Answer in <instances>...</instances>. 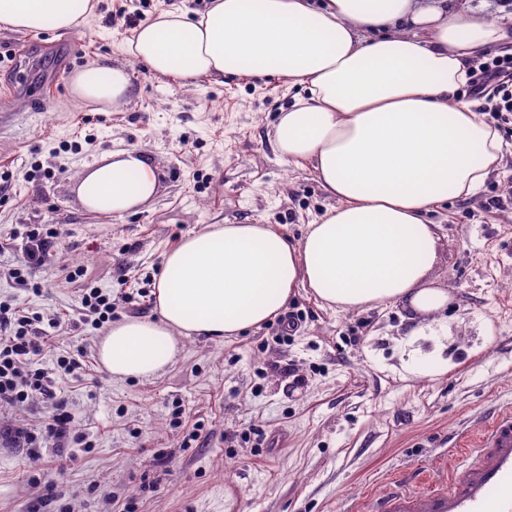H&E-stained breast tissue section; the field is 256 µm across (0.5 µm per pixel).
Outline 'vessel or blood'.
<instances>
[{
    "label": "vessel or blood",
    "mask_w": 512,
    "mask_h": 512,
    "mask_svg": "<svg viewBox=\"0 0 512 512\" xmlns=\"http://www.w3.org/2000/svg\"><path fill=\"white\" fill-rule=\"evenodd\" d=\"M451 448H471L465 467L440 458L425 486L387 484L382 490L350 498L342 512H512V406L475 421Z\"/></svg>",
    "instance_id": "b4317fda"
}]
</instances>
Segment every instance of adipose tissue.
Listing matches in <instances>:
<instances>
[{"mask_svg":"<svg viewBox=\"0 0 512 512\" xmlns=\"http://www.w3.org/2000/svg\"><path fill=\"white\" fill-rule=\"evenodd\" d=\"M95 0H0V30L78 31ZM512 41V17L489 18L456 0H213L198 17L181 9L141 23L126 54L181 87L224 76H271L305 86L280 112L274 144L288 165L309 163L334 207L300 240L267 224H210L164 257L157 318L113 322L97 344L113 380L148 381L188 337L224 339L261 327L298 289L328 307L358 311L401 303L411 327L402 369L447 373L439 343L447 290L428 274L438 259L427 213L478 191L504 153L499 129L459 97L477 53ZM124 65L74 73L75 100L116 108L132 94ZM154 167L138 149L83 174L77 193L95 214L149 202ZM431 338L425 352L418 340Z\"/></svg>","mask_w":512,"mask_h":512,"instance_id":"ef3b65f1","label":"adipose tissue"}]
</instances>
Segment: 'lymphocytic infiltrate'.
Instances as JSON below:
<instances>
[{
	"instance_id": "lymphocytic-infiltrate-1",
	"label": "lymphocytic infiltrate",
	"mask_w": 512,
	"mask_h": 512,
	"mask_svg": "<svg viewBox=\"0 0 512 512\" xmlns=\"http://www.w3.org/2000/svg\"><path fill=\"white\" fill-rule=\"evenodd\" d=\"M467 93L486 99L498 125H512V55H485L471 64ZM60 229L55 224H37L27 230L25 267L45 265L56 254ZM32 319L8 305H0V405L23 407L33 403L52 406L50 416L31 427H7L0 436L26 449L32 461H39L47 442H72L73 415L68 403L49 375L39 367L38 358L45 339L32 330Z\"/></svg>"
}]
</instances>
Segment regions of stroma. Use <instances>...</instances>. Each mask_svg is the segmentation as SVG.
<instances>
[{"label":"stroma","instance_id":"obj_1","mask_svg":"<svg viewBox=\"0 0 512 512\" xmlns=\"http://www.w3.org/2000/svg\"><path fill=\"white\" fill-rule=\"evenodd\" d=\"M116 0H98L79 33L0 30L17 52L0 68V303L67 323L41 365L79 356L61 380L77 432L92 445H0V512H37L47 482L62 479V512H340L345 499L435 469L448 436L512 404V137L500 170L475 195L431 211L440 259L430 272L451 301L454 366L435 379L403 377L406 309L321 307L298 296L261 328L228 340L188 338L148 382L113 381L99 364L107 332L83 314L84 289L110 291L115 319L152 317L165 253L209 224H269L300 238L334 206L310 165H286L273 124L303 87L270 77H228L183 88L124 52L132 31ZM129 64L134 92L117 108L80 103L73 74L96 61ZM139 148L158 174L153 199L122 216L87 212L83 173L113 152ZM59 223L55 258L28 270L40 292L8 275L20 266L27 226ZM83 268L84 276L70 272ZM295 314L299 330L283 335ZM66 472L57 475L58 456Z\"/></svg>","mask_w":512,"mask_h":512}]
</instances>
